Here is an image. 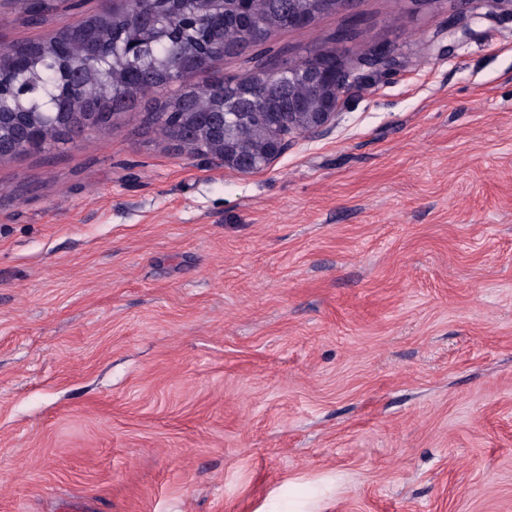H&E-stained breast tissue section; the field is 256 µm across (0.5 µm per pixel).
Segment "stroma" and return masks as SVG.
Here are the masks:
<instances>
[{
	"label": "stroma",
	"instance_id": "stroma-1",
	"mask_svg": "<svg viewBox=\"0 0 512 512\" xmlns=\"http://www.w3.org/2000/svg\"><path fill=\"white\" fill-rule=\"evenodd\" d=\"M24 3L0 41L103 8ZM487 10L272 30L283 64L405 66L254 173L139 107L0 160V512H512V0Z\"/></svg>",
	"mask_w": 512,
	"mask_h": 512
}]
</instances>
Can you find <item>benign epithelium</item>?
<instances>
[{
  "mask_svg": "<svg viewBox=\"0 0 512 512\" xmlns=\"http://www.w3.org/2000/svg\"><path fill=\"white\" fill-rule=\"evenodd\" d=\"M275 12L292 29L308 28L322 5L335 8L347 0H270ZM140 26L150 32L165 29V17L152 9L139 15ZM335 66L329 68L320 58L303 60L282 67L270 59L264 66V81L259 87L203 86L206 95L224 102V107L199 112L196 93L182 98L171 114L168 137L197 154L210 155L224 167L239 173L262 170L288 150L291 139L318 135L336 123L341 105L357 90L371 86L378 79L404 67V60L393 50L381 47L364 58L354 69L347 67L335 52ZM194 49L179 51L172 65L170 80L184 84V75L196 73ZM92 76L91 66L69 74L68 102L75 107L87 103L84 89ZM52 113L37 118L28 112L0 114V159L16 155L20 141H40ZM96 129L89 122L72 123L66 130L68 143L74 144Z\"/></svg>",
  "mask_w": 512,
  "mask_h": 512,
  "instance_id": "1",
  "label": "benign epithelium"
}]
</instances>
